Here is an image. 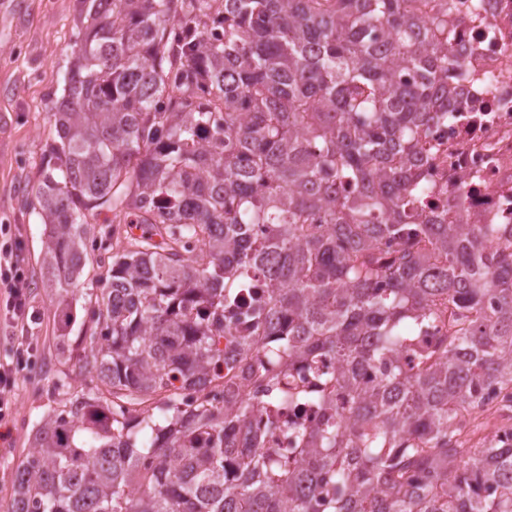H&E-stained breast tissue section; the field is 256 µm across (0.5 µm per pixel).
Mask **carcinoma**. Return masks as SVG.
<instances>
[{"label":"carcinoma","instance_id":"carcinoma-1","mask_svg":"<svg viewBox=\"0 0 512 512\" xmlns=\"http://www.w3.org/2000/svg\"><path fill=\"white\" fill-rule=\"evenodd\" d=\"M26 204L61 293L112 253L80 388L9 512H512V443L455 421L512 387V224H416L449 21L408 0H82ZM112 213L96 233L88 218ZM113 242H108V239ZM399 250L388 253L383 245ZM451 337L401 362L433 325ZM321 372L297 447L252 415ZM247 383L250 391L241 390Z\"/></svg>","mask_w":512,"mask_h":512}]
</instances>
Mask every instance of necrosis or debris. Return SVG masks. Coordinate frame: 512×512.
I'll return each mask as SVG.
<instances>
[{"label":"necrosis or debris","instance_id":"1","mask_svg":"<svg viewBox=\"0 0 512 512\" xmlns=\"http://www.w3.org/2000/svg\"><path fill=\"white\" fill-rule=\"evenodd\" d=\"M451 51L457 65L437 87L444 102L415 162L426 187L422 207L454 224H512V0H452ZM512 393L490 384L479 406L464 411L490 422L489 437L512 442V430L496 425ZM278 414L280 428L267 447L290 448L299 427L320 420L310 404L295 408L265 403L259 418Z\"/></svg>","mask_w":512,"mask_h":512}]
</instances>
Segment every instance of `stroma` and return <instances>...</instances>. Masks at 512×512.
I'll list each match as a JSON object with an SVG mask.
<instances>
[{"label":"stroma","instance_id":"1","mask_svg":"<svg viewBox=\"0 0 512 512\" xmlns=\"http://www.w3.org/2000/svg\"><path fill=\"white\" fill-rule=\"evenodd\" d=\"M82 21L80 0H0V247L20 256L32 313L16 326L0 314V357L21 342L33 346L19 362L12 412L7 426L0 427V512H8L14 474L31 450L35 430L62 407L57 382L76 387L82 381L74 366L83 354L79 334L92 323L95 294L110 266L106 255L90 253L72 303L76 321L64 332L71 353L61 357L58 292L42 285L45 226L24 206L21 190L40 178L44 150L55 135L47 112L63 93Z\"/></svg>","mask_w":512,"mask_h":512}]
</instances>
